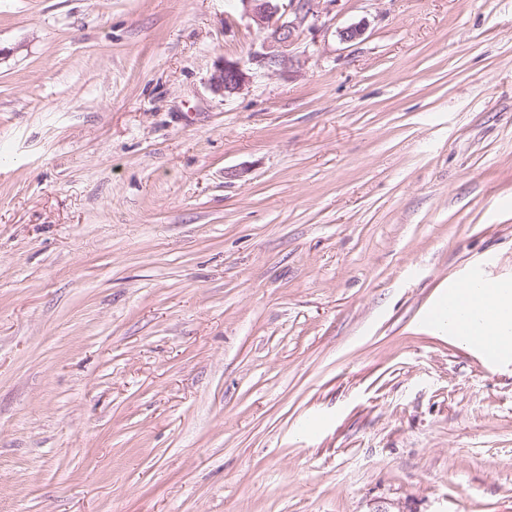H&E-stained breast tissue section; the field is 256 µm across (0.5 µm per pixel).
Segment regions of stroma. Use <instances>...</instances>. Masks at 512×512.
Wrapping results in <instances>:
<instances>
[{
    "label": "stroma",
    "mask_w": 512,
    "mask_h": 512,
    "mask_svg": "<svg viewBox=\"0 0 512 512\" xmlns=\"http://www.w3.org/2000/svg\"><path fill=\"white\" fill-rule=\"evenodd\" d=\"M366 21L343 42L339 29ZM0 0V512H512V0ZM242 14L264 33L261 51L246 60L222 57L210 78L211 90L230 98L241 93L258 73L275 72L294 62L290 48L295 45L310 19L320 16V4L336 0H234ZM471 284L492 288L495 282L474 273L460 283L461 293L465 294L467 287ZM491 302L496 310L495 318L487 321L481 316L470 317L466 325L455 329L457 340L466 344L484 340H493L498 344H512V284H498L497 288H492ZM460 315L461 311L456 299L453 296H448V303L432 309L427 316V321L433 327L443 325L447 321L448 330H450Z\"/></svg>",
    "instance_id": "1"
}]
</instances>
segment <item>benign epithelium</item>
<instances>
[{
    "instance_id": "7a95c632",
    "label": "benign epithelium",
    "mask_w": 512,
    "mask_h": 512,
    "mask_svg": "<svg viewBox=\"0 0 512 512\" xmlns=\"http://www.w3.org/2000/svg\"><path fill=\"white\" fill-rule=\"evenodd\" d=\"M336 0H236L242 14L264 33L261 50L245 60L223 57L210 78L211 90L230 98L241 93L258 73L275 72L293 63L290 48L309 20H318L320 4Z\"/></svg>"
}]
</instances>
